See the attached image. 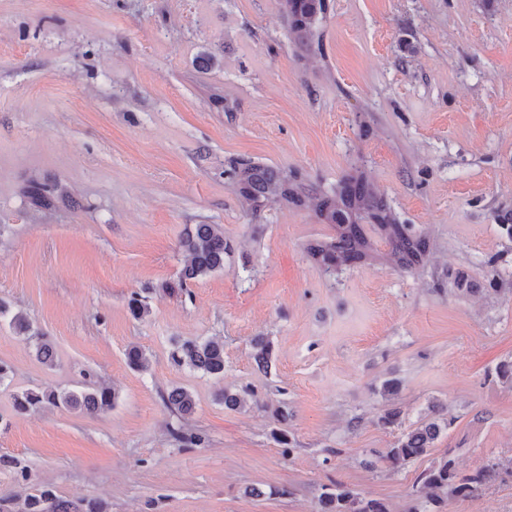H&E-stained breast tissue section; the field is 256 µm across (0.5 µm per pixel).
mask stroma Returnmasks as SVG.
<instances>
[{
    "instance_id": "obj_1",
    "label": "stroma",
    "mask_w": 512,
    "mask_h": 512,
    "mask_svg": "<svg viewBox=\"0 0 512 512\" xmlns=\"http://www.w3.org/2000/svg\"><path fill=\"white\" fill-rule=\"evenodd\" d=\"M242 163L287 172L306 205L250 208L224 175ZM353 176L427 237L414 267L387 260L368 220L379 260L328 272L308 257L336 234L321 197ZM34 181L67 199L34 205ZM197 224L222 225L234 250L169 294ZM510 224L512 0H329L304 38L280 0H0V300L56 353L42 364L0 322V493L317 512L338 481L402 512L427 462L394 471L379 455L436 411L452 424L432 457L464 472L512 459V385L494 374L512 360ZM257 336L274 344L265 372ZM212 337L223 375L171 363L175 341ZM132 346L148 370L129 367ZM392 378L403 420L385 429ZM92 380L115 389L112 409L13 408L14 392ZM243 385L258 405L226 409L221 390ZM179 386L196 401L183 418L164 402ZM283 404L289 457L272 437ZM179 426L203 445L176 441ZM447 512H512V476Z\"/></svg>"
}]
</instances>
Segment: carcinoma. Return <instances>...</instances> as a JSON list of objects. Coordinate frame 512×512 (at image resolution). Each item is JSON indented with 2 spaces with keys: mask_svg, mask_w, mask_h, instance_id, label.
Here are the masks:
<instances>
[{
  "mask_svg": "<svg viewBox=\"0 0 512 512\" xmlns=\"http://www.w3.org/2000/svg\"><path fill=\"white\" fill-rule=\"evenodd\" d=\"M282 2L291 19L293 31L305 35L313 34L320 16L324 13L323 0ZM226 174L239 187L245 202L254 209L275 200H284L296 206L305 204V197L299 195L288 175L271 167L245 164L230 168ZM27 194L36 205L48 207L62 191L55 186L33 182L28 186ZM319 212L327 221L336 224V237L310 243L307 252L315 263L327 271L360 263L372 257V244L360 224L368 216L375 221L391 246V255L400 264H413L428 246L427 239L412 234L408 225L393 223L371 185L357 176L350 178L338 193L322 197ZM179 245L187 254L188 262L182 269L178 283L167 286L172 294L183 291L189 281L224 269V256L233 250L230 241L224 238V229L219 224L195 225L184 234ZM0 318L9 319V326L16 334L36 340L37 356L42 363L48 366L54 364L53 346L43 334L33 329L31 321L24 313H13L8 305L0 302ZM252 348L257 368L268 370L273 355L272 342L263 336H256L252 340ZM126 357L133 369H147L149 359L142 349L131 347L126 351ZM170 358L178 367H188L210 375L224 374L222 342L181 340L173 345ZM254 396V390L245 385L234 392L224 390L221 399L224 406L230 409H242L248 398ZM115 401L116 392L107 387H96L80 393L28 389L13 396V408L19 414H27L48 406L62 405L70 410L95 415L111 409ZM165 403L172 412L182 417L195 410L193 395L182 387L171 389ZM449 426L450 422L446 418H429L402 434L381 455V459L393 469L421 459L436 447L439 437ZM509 469L512 470V460L506 464L496 460L470 473H463L457 468L454 459L444 455L417 474L411 503L405 512H446L448 501L478 497L501 472ZM15 501L16 498L12 496L0 495V512H103L98 501L73 503L60 498L49 485H43L37 493L26 496L18 509L15 508ZM318 512H391V509L381 499L368 498L359 490L336 482L322 486Z\"/></svg>",
  "mask_w": 512,
  "mask_h": 512,
  "instance_id": "obj_1",
  "label": "carcinoma"
}]
</instances>
